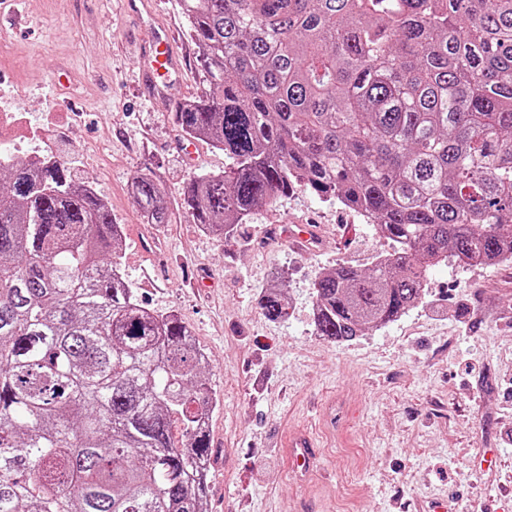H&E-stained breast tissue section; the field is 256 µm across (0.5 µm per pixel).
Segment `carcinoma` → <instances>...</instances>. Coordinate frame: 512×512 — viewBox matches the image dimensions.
I'll use <instances>...</instances> for the list:
<instances>
[{"instance_id": "obj_1", "label": "carcinoma", "mask_w": 512, "mask_h": 512, "mask_svg": "<svg viewBox=\"0 0 512 512\" xmlns=\"http://www.w3.org/2000/svg\"><path fill=\"white\" fill-rule=\"evenodd\" d=\"M200 93L175 123L224 152L180 205L214 235L294 189L393 250L315 283L316 335L419 306L429 267L512 261V0H179ZM0 512H203L214 393L174 314L120 271L122 227L63 156L0 163ZM147 224L161 185L131 182ZM264 315H286L279 293Z\"/></svg>"}]
</instances>
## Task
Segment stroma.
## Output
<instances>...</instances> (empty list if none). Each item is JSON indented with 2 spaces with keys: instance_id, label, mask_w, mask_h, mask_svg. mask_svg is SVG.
<instances>
[{
  "instance_id": "1",
  "label": "stroma",
  "mask_w": 512,
  "mask_h": 512,
  "mask_svg": "<svg viewBox=\"0 0 512 512\" xmlns=\"http://www.w3.org/2000/svg\"><path fill=\"white\" fill-rule=\"evenodd\" d=\"M37 22L7 32L0 84L41 125L77 116L53 140L94 187L124 234L126 280L148 309L176 313L207 356L217 397L210 420L206 512H431L434 498L477 512H512V263L440 264L423 304L337 344L316 335L313 282L339 263L367 269L390 248L375 225L297 190L217 238L182 213L196 172L224 154L205 141L181 148L178 103L200 90L197 51L178 0L152 17L123 0H29ZM172 30L182 73L165 96L140 92L132 59L155 28ZM149 175L164 189L168 224L144 223L129 194ZM318 224L314 250L296 252L273 227ZM284 297L267 319L262 292ZM319 437L320 467L293 473L279 446L292 429Z\"/></svg>"
}]
</instances>
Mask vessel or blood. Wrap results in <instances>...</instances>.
<instances>
[{
	"instance_id": "obj_1",
	"label": "vessel or blood",
	"mask_w": 512,
	"mask_h": 512,
	"mask_svg": "<svg viewBox=\"0 0 512 512\" xmlns=\"http://www.w3.org/2000/svg\"><path fill=\"white\" fill-rule=\"evenodd\" d=\"M136 64L143 93L150 97L165 95L182 70L171 33L164 28L156 31L152 41L139 52ZM285 235L296 250L302 251L317 243L320 229L313 224H300L286 230ZM284 448L290 468L304 473L314 467L316 448L310 435L295 434L285 441Z\"/></svg>"
}]
</instances>
